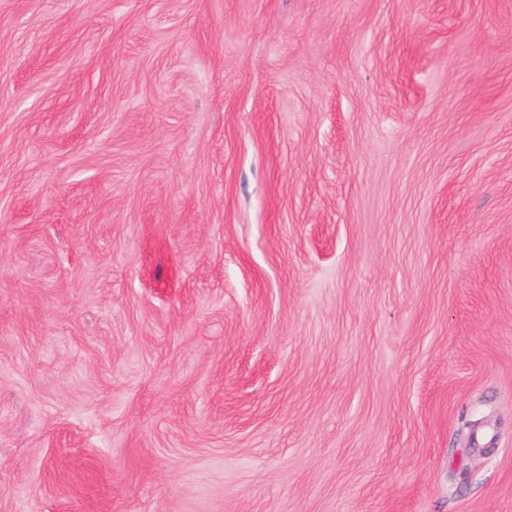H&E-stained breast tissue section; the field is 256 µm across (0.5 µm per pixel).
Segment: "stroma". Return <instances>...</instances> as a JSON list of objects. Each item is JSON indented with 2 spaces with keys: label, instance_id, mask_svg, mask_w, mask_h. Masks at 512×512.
Here are the masks:
<instances>
[{
  "label": "stroma",
  "instance_id": "obj_1",
  "mask_svg": "<svg viewBox=\"0 0 512 512\" xmlns=\"http://www.w3.org/2000/svg\"><path fill=\"white\" fill-rule=\"evenodd\" d=\"M0 512H512V0H0Z\"/></svg>",
  "mask_w": 512,
  "mask_h": 512
}]
</instances>
